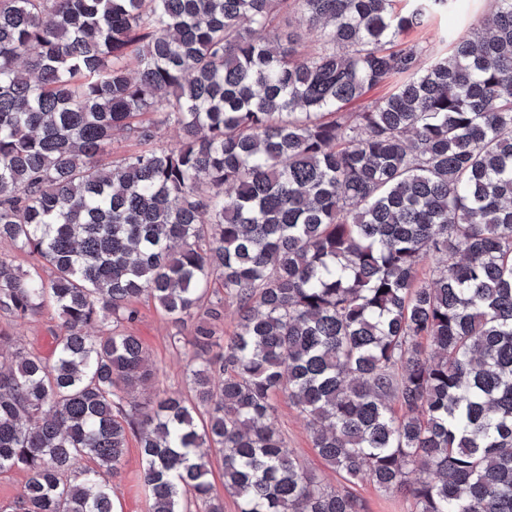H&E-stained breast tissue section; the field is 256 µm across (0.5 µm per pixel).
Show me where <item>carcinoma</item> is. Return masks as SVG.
<instances>
[{"label": "carcinoma", "mask_w": 512, "mask_h": 512, "mask_svg": "<svg viewBox=\"0 0 512 512\" xmlns=\"http://www.w3.org/2000/svg\"><path fill=\"white\" fill-rule=\"evenodd\" d=\"M464 2L0 0V240L32 259L0 257V312L59 320L48 357L0 327L11 512H114L131 435L148 512H224L213 452L238 512H362L363 481L512 512V0L407 40ZM140 299L193 322L186 391L143 402ZM280 394L342 485L287 452ZM488 0H470V16L464 18L453 13H439L431 18L426 28L422 30L412 31L408 35L411 41H432L437 39L442 33L448 29L465 33L468 29L469 22L480 16L487 9ZM28 478L29 475L26 472L19 470L0 474V506L3 509L17 500Z\"/></svg>", "instance_id": "cac0c4a2"}]
</instances>
